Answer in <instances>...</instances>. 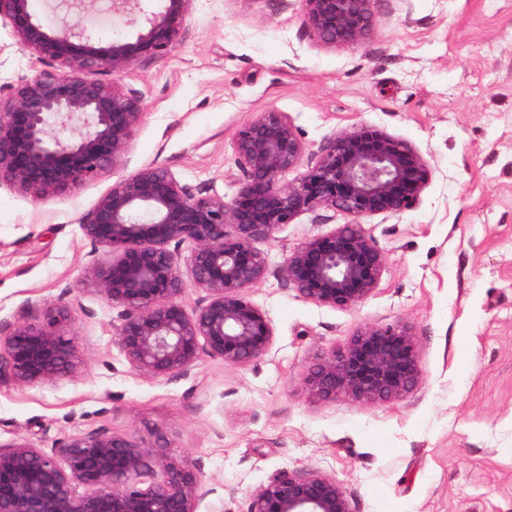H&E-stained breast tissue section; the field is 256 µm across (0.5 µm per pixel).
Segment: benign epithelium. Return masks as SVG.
I'll list each match as a JSON object with an SVG mask.
<instances>
[{"label":"benign epithelium","instance_id":"7a95c632","mask_svg":"<svg viewBox=\"0 0 512 512\" xmlns=\"http://www.w3.org/2000/svg\"><path fill=\"white\" fill-rule=\"evenodd\" d=\"M30 0H0V19L46 67L0 93V187L35 202L59 196L124 162L143 112L101 71L121 74L178 44L190 0H161L143 14L135 41L105 50L74 42L86 27L48 32ZM317 40L355 48L373 33L380 0H300ZM234 162L243 174L229 201L193 191L166 167L145 165L112 185L80 218L90 243L84 275L121 308L116 344L130 366L154 379H179L200 352L232 367L263 355L273 341L269 318L248 298L267 259L256 244L304 214L351 217L329 234L290 251L286 284L319 305L350 308L376 289L385 256L361 220L411 209L432 171L411 144L369 126L344 129L312 150L285 115L260 112L238 133ZM298 171L291 181L283 177ZM189 242L186 261L169 248ZM203 296L192 313L187 285ZM68 304L44 309L38 323L0 327V360L22 383L70 376L78 363ZM422 379L412 327L367 325L341 349L316 357L305 384L321 401L347 396L363 404L397 400ZM85 491L78 492V487ZM201 483L159 447L100 433L76 436L47 452L27 442L0 448V512H197ZM250 512H352L335 478L317 470L283 471L259 487Z\"/></svg>","mask_w":512,"mask_h":512}]
</instances>
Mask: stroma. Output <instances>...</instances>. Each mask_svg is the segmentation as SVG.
<instances>
[{
    "label": "stroma",
    "mask_w": 512,
    "mask_h": 512,
    "mask_svg": "<svg viewBox=\"0 0 512 512\" xmlns=\"http://www.w3.org/2000/svg\"><path fill=\"white\" fill-rule=\"evenodd\" d=\"M93 14L96 47L139 31L112 0ZM37 67L0 24V87ZM115 82L143 110L124 163L41 203L0 188V325L67 302L81 361L33 385L0 361V443L51 451L103 433L164 444L201 478L197 512H250L254 490L295 469L335 478L353 512H512V0H380L358 49L322 46L300 0H191L179 44ZM269 110L313 149L345 128H381L422 153L431 183L410 210L363 219L386 258L364 302L318 305L284 283L290 250L348 221L303 215L261 243L268 273L247 291L274 328L267 353L243 367L204 354L188 377H146L115 342L119 308L81 278L79 220L147 164L232 198L234 140ZM404 323L420 345L412 392L376 405L309 397L316 354L363 325Z\"/></svg>",
    "instance_id": "35a3bbf8"
}]
</instances>
